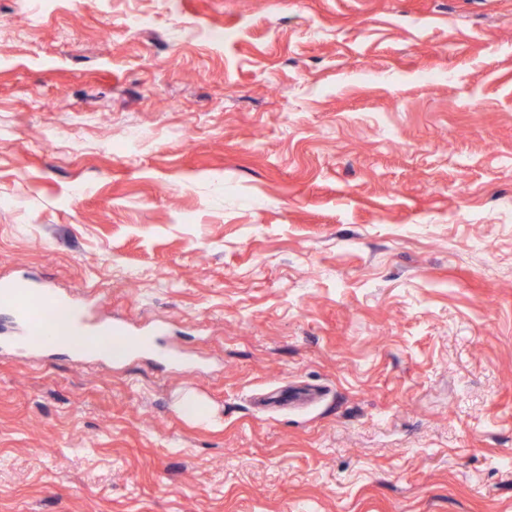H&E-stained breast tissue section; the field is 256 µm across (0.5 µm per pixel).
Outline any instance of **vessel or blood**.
<instances>
[{
    "instance_id": "b4317fda",
    "label": "vessel or blood",
    "mask_w": 512,
    "mask_h": 512,
    "mask_svg": "<svg viewBox=\"0 0 512 512\" xmlns=\"http://www.w3.org/2000/svg\"><path fill=\"white\" fill-rule=\"evenodd\" d=\"M45 305L65 312L71 336L70 347L79 356L91 355L97 337L103 335L128 343L133 351L153 343L154 331L138 333L125 324L92 317L85 309L52 289L25 279H15L0 283V306L10 309L14 315L16 332L12 342L16 347L36 350L51 346L57 330L53 322L43 316L41 308Z\"/></svg>"
}]
</instances>
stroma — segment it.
Returning a JSON list of instances; mask_svg holds the SVG:
<instances>
[{
  "label": "stroma",
  "instance_id": "35a3bbf8",
  "mask_svg": "<svg viewBox=\"0 0 512 512\" xmlns=\"http://www.w3.org/2000/svg\"><path fill=\"white\" fill-rule=\"evenodd\" d=\"M15 277L164 333L0 343V512H512V0H0Z\"/></svg>",
  "mask_w": 512,
  "mask_h": 512
}]
</instances>
